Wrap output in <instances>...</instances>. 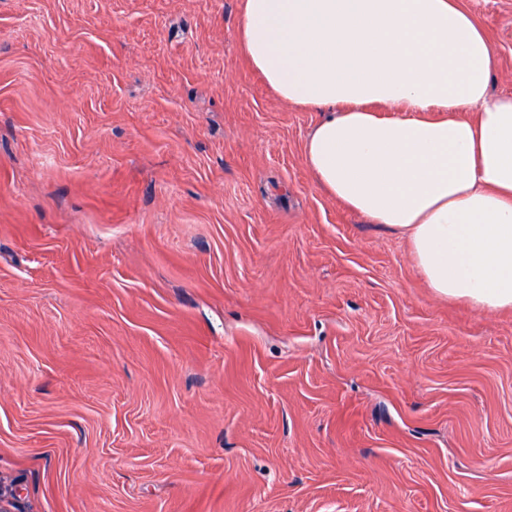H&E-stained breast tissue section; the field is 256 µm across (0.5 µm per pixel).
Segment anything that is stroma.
<instances>
[{
    "label": "stroma",
    "instance_id": "1",
    "mask_svg": "<svg viewBox=\"0 0 512 512\" xmlns=\"http://www.w3.org/2000/svg\"><path fill=\"white\" fill-rule=\"evenodd\" d=\"M512 93V0H467ZM243 0H0L20 512H512V310L315 183Z\"/></svg>",
    "mask_w": 512,
    "mask_h": 512
}]
</instances>
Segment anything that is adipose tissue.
Here are the masks:
<instances>
[{"label": "adipose tissue", "mask_w": 512, "mask_h": 512, "mask_svg": "<svg viewBox=\"0 0 512 512\" xmlns=\"http://www.w3.org/2000/svg\"><path fill=\"white\" fill-rule=\"evenodd\" d=\"M250 66L321 113L304 159L319 187L403 235L428 288L512 309V93L464 0H244Z\"/></svg>", "instance_id": "obj_1"}]
</instances>
